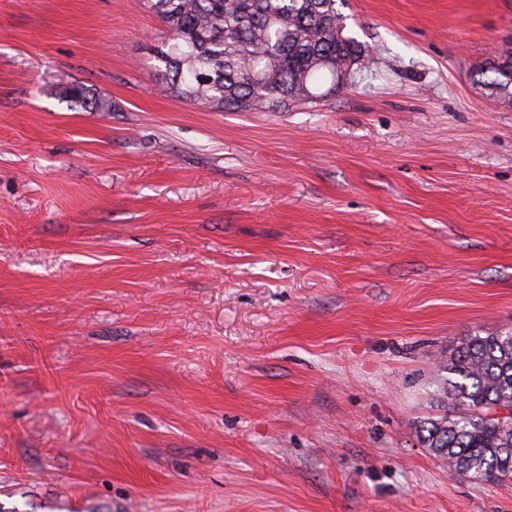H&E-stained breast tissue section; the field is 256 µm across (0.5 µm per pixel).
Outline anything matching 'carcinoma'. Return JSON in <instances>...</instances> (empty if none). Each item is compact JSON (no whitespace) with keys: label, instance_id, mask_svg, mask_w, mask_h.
Masks as SVG:
<instances>
[{"label":"carcinoma","instance_id":"obj_1","mask_svg":"<svg viewBox=\"0 0 512 512\" xmlns=\"http://www.w3.org/2000/svg\"><path fill=\"white\" fill-rule=\"evenodd\" d=\"M340 0H151L170 35L161 50L168 90L229 111L311 103L336 92L339 74L362 67L365 48L345 34ZM490 94L512 98V51L473 68ZM65 98L104 112L74 84ZM443 413L418 438L452 473L512 480V332L478 333L434 376Z\"/></svg>","mask_w":512,"mask_h":512}]
</instances>
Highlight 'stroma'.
I'll return each instance as SVG.
<instances>
[{"instance_id":"stroma-1","label":"stroma","mask_w":512,"mask_h":512,"mask_svg":"<svg viewBox=\"0 0 512 512\" xmlns=\"http://www.w3.org/2000/svg\"><path fill=\"white\" fill-rule=\"evenodd\" d=\"M343 12L354 85L232 112L167 92L149 0H0L1 506L512 512L417 437L512 330V0ZM474 80L490 95L512 98V51L474 66ZM65 98L69 99L70 102L81 105L84 109H88L94 112L106 111L107 104L97 97L89 96V91L86 87L79 84H74L65 87L63 90Z\"/></svg>"}]
</instances>
